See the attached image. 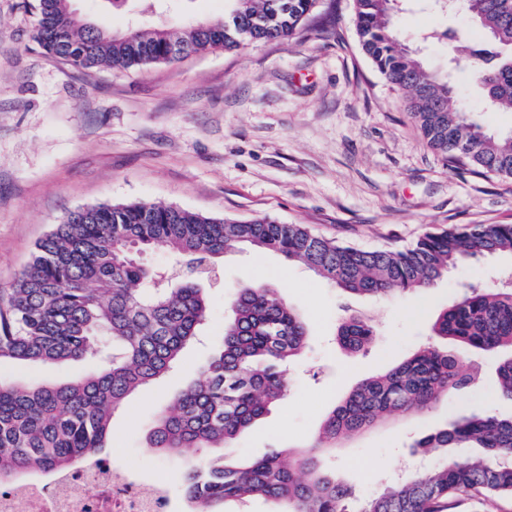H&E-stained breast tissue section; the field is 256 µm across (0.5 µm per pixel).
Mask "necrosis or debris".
Listing matches in <instances>:
<instances>
[{"mask_svg":"<svg viewBox=\"0 0 512 512\" xmlns=\"http://www.w3.org/2000/svg\"><path fill=\"white\" fill-rule=\"evenodd\" d=\"M0 512H175L166 481H151L96 456L62 476L0 490Z\"/></svg>","mask_w":512,"mask_h":512,"instance_id":"4bbe7bcc","label":"necrosis or debris"}]
</instances>
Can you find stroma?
<instances>
[{
    "mask_svg": "<svg viewBox=\"0 0 512 512\" xmlns=\"http://www.w3.org/2000/svg\"><path fill=\"white\" fill-rule=\"evenodd\" d=\"M325 4L292 39L205 52L174 65L119 72L79 71L29 39L36 0H0V288L14 283L36 243L79 207L147 201L206 216H268L364 250L403 249L424 233L467 224H512V178L454 169L428 148L393 88L356 37L353 0ZM224 16V0H169L159 17L186 26ZM466 32L461 13L410 0L399 36L421 47L426 65L447 74L467 41L428 39ZM469 121L497 133L512 111L488 108L479 86L457 85ZM204 286L211 316L180 361L135 392L113 417L110 457L144 477L178 475L192 452L172 459L146 444L145 425L218 349L225 305L252 271L306 319V350L290 365L287 396L246 431L235 456L256 459L315 436L338 399L429 340L431 321L458 291L512 268L501 253L461 267L431 289L379 300L347 296L305 266L274 252L229 250ZM371 319L375 342L348 356L336 343L345 312ZM473 387L431 412L386 418L342 441L337 476L363 496L405 470L413 438L459 416L512 405L497 397L493 354L463 351Z\"/></svg>",
    "mask_w": 512,
    "mask_h": 512,
    "instance_id": "obj_1",
    "label": "stroma"
}]
</instances>
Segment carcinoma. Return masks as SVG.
Masks as SVG:
<instances>
[{
  "label": "carcinoma",
  "instance_id": "cac0c4a2",
  "mask_svg": "<svg viewBox=\"0 0 512 512\" xmlns=\"http://www.w3.org/2000/svg\"><path fill=\"white\" fill-rule=\"evenodd\" d=\"M224 19L174 29L137 26L120 33L79 17L71 0H38L32 43L78 69L128 70L174 64L202 52L233 51L258 41H287L318 0H225ZM362 51L384 79L406 94V110L426 144L450 166L512 177V131L488 134L467 121L448 77L426 69L393 33L398 0H354ZM482 36L470 42L464 79L491 107L512 108V0H464ZM169 248L175 270L154 269L136 252ZM245 246L298 261L343 292L383 298L435 286L480 257L512 253V224H475L427 232L403 250H363L270 217L214 218L147 202L80 207L42 238L15 283L0 291V362L31 368L86 360L84 378L51 384L0 377V488L18 489L102 455L112 417L139 387L161 377L198 336L210 313L198 281L224 251ZM220 348L200 375L172 397L147 427L148 446L198 463L181 474L194 512H230L262 499L272 512H444L469 497L487 505L512 498V411L472 413L434 427L413 447L451 449L438 464L374 495L360 497L325 467L338 441L383 418L430 412L478 374L459 349L501 350L499 397L512 403V282L472 286L431 324L434 342L364 380L340 398L317 437L296 450L237 460L226 452L288 392L284 367L306 345L300 312L263 283H248L228 302ZM362 315L342 318L340 346L351 356L373 342Z\"/></svg>",
  "mask_w": 512,
  "mask_h": 512
}]
</instances>
